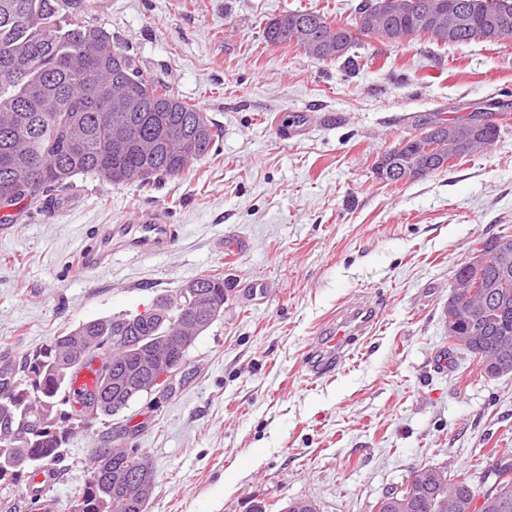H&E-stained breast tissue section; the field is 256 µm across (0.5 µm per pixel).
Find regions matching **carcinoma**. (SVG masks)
<instances>
[{"label": "carcinoma", "mask_w": 512, "mask_h": 512, "mask_svg": "<svg viewBox=\"0 0 512 512\" xmlns=\"http://www.w3.org/2000/svg\"><path fill=\"white\" fill-rule=\"evenodd\" d=\"M360 0L355 25H338L325 14L287 11L269 21L264 37L273 45H295L321 62L345 59L363 37L392 44L420 37L437 45L480 42L490 28L498 39L512 38V0ZM474 115L444 118L436 113L418 127L451 126L454 135L422 152L414 136L395 154L397 164L425 159L435 173L444 165L491 145L500 125ZM215 124L206 113L138 68L134 59L102 27L89 24L69 0H0V197L16 205L38 192H62L80 174H93L111 185L136 182L156 186L190 171L209 152ZM512 234L483 240L492 259L480 279L481 295L459 319V332H478V345L512 339V254L495 252ZM196 282L224 310V279L205 275ZM156 311L168 324L121 315L96 319L54 337L27 355L14 379L13 369L0 371V512H18L11 487L48 461L60 462L71 435L89 424L91 393L75 406L66 398L69 381L81 369L79 355L108 348L112 365L122 371L110 398L95 415L119 412L129 383L152 368L167 367L182 355L166 336L174 330L190 345L209 324L191 327L177 320L170 295L157 300ZM70 409H64V406ZM23 423L15 433L10 425ZM153 474L152 463L112 432L104 433L88 461L82 492L70 500V512H145L150 497L126 491L138 470ZM492 487L481 493L468 476L449 475L440 467L413 472L405 494L377 512H512V463L501 465ZM486 509H470L477 496Z\"/></svg>", "instance_id": "obj_1"}]
</instances>
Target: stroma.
Instances as JSON below:
<instances>
[{
	"mask_svg": "<svg viewBox=\"0 0 512 512\" xmlns=\"http://www.w3.org/2000/svg\"><path fill=\"white\" fill-rule=\"evenodd\" d=\"M359 0H76L138 67L215 123L193 170L160 186L75 177L63 203L38 197L0 224V366L54 336L134 315L157 297L219 275L224 312L187 351L174 389L93 419L66 447L59 512L87 476L102 431L127 430L151 460L145 512H375L416 469L466 474L486 490L512 448V375L490 378L449 352L444 313L476 241L512 233V122L485 150L414 181L374 166L435 112L512 115V38L494 44L364 40L356 70L263 36L289 10L343 24ZM285 112L333 115L300 140ZM138 210L182 234L165 257H115L72 276L88 227ZM241 240L237 256L224 242ZM268 286L257 296V283ZM365 299L374 332L336 375L308 381L302 358L337 310Z\"/></svg>",
	"mask_w": 512,
	"mask_h": 512,
	"instance_id": "obj_1",
	"label": "stroma"
}]
</instances>
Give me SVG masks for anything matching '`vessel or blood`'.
<instances>
[{
	"label": "vessel or blood",
	"instance_id": "b4317fda",
	"mask_svg": "<svg viewBox=\"0 0 512 512\" xmlns=\"http://www.w3.org/2000/svg\"><path fill=\"white\" fill-rule=\"evenodd\" d=\"M314 113L300 112L279 120L281 140L303 135L314 120ZM88 241L79 252L80 268L94 272L111 265L116 254L148 259L168 253L179 238V227L141 213L117 224L90 227ZM378 318L376 308L367 301H356L330 318L313 342L304 361L309 380L334 374L354 352L359 337L371 334Z\"/></svg>",
	"mask_w": 512,
	"mask_h": 512
}]
</instances>
